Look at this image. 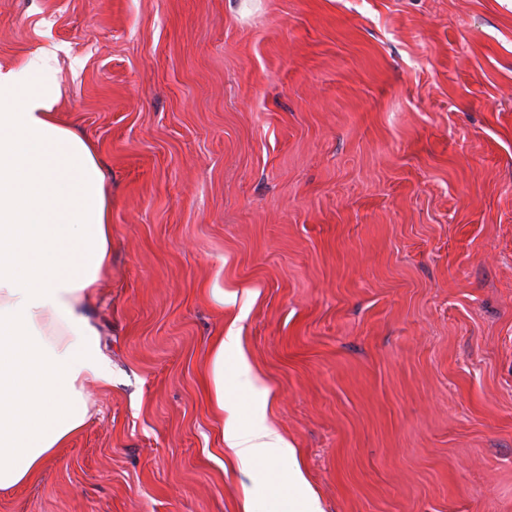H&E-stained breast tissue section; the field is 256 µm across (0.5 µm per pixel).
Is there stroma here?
Returning <instances> with one entry per match:
<instances>
[{"mask_svg": "<svg viewBox=\"0 0 512 512\" xmlns=\"http://www.w3.org/2000/svg\"><path fill=\"white\" fill-rule=\"evenodd\" d=\"M44 50L112 200L110 380L0 512H284L232 415L325 512H512V0H0V69ZM232 324L228 330L227 336H220L214 346V358L211 368V379L214 388L215 400L220 409H224V352L233 350L235 354L236 368L240 376L250 382L252 371L244 351L238 346V337L235 336ZM224 439L229 442V449L242 470H262L268 484L281 499L288 501L286 512H324L319 499L308 487L295 448L264 422L244 428L237 421H228L224 426ZM273 452L288 464V469H265V461Z\"/></svg>", "mask_w": 512, "mask_h": 512, "instance_id": "1", "label": "stroma"}]
</instances>
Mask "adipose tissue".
I'll return each instance as SVG.
<instances>
[{
    "label": "adipose tissue",
    "instance_id": "adipose-tissue-1",
    "mask_svg": "<svg viewBox=\"0 0 512 512\" xmlns=\"http://www.w3.org/2000/svg\"><path fill=\"white\" fill-rule=\"evenodd\" d=\"M52 59L31 55L0 71V488L34 481L86 424L84 389L104 379L84 314L112 258L111 202L93 144L54 112ZM240 376L251 367L235 334L214 346L211 379L224 402V354ZM241 469L262 471L287 512H324L296 450L259 422L224 426ZM284 461L269 469L270 454Z\"/></svg>",
    "mask_w": 512,
    "mask_h": 512
}]
</instances>
